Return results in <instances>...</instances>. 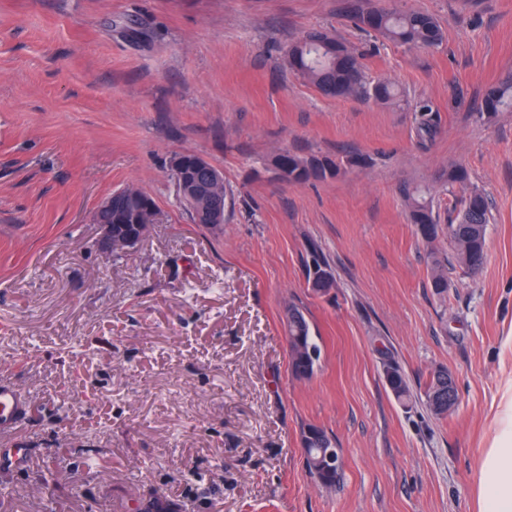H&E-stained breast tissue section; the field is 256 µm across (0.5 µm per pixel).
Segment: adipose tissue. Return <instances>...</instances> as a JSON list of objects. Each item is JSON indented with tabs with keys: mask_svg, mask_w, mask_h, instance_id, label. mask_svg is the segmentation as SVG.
<instances>
[{
	"mask_svg": "<svg viewBox=\"0 0 512 512\" xmlns=\"http://www.w3.org/2000/svg\"><path fill=\"white\" fill-rule=\"evenodd\" d=\"M476 512H512V378L500 388L496 430L480 459Z\"/></svg>",
	"mask_w": 512,
	"mask_h": 512,
	"instance_id": "1",
	"label": "adipose tissue"
}]
</instances>
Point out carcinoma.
<instances>
[{"label": "carcinoma", "instance_id": "cac0c4a2", "mask_svg": "<svg viewBox=\"0 0 512 512\" xmlns=\"http://www.w3.org/2000/svg\"><path fill=\"white\" fill-rule=\"evenodd\" d=\"M352 19L359 27L408 48L437 47L444 41V31L437 19L420 11L388 7L364 10L355 4ZM320 36L325 37L327 33L310 31L288 47L284 63L294 75L305 79L326 97H361L381 104L399 99L400 93L391 82L368 80L359 52L332 36H327L330 49L324 51L314 43V39ZM503 110L512 111V77L489 87L479 106L480 114L489 118ZM413 111L417 135L422 139L432 138L439 127V113L426 100L417 102ZM344 163L360 166L366 163V159L350 156L342 162L287 150L271 158L272 165H278L286 172V175L279 177L284 183L324 180L339 174ZM402 195L409 219L422 239L433 244L444 237L452 248L457 264L467 259L476 267H482L486 259V235L491 212L489 201L481 190L475 188L467 193L460 201L456 217L447 224L441 223L440 213L434 210L430 189L406 186ZM149 203L153 205L155 201L142 191L129 195L120 207L100 214V220L117 226L122 233H130L134 230L137 216ZM430 261L431 288L442 297L448 293V255L433 247ZM287 333V343H299L318 350L311 335V325L303 310L297 306L288 308ZM384 371L385 376L394 377L389 387L396 399L408 402L411 392L399 367L388 361L384 364ZM302 436L305 438L303 451L309 472L324 487L337 485L342 473L341 456H336L335 465L329 468L321 465V449L336 447L334 438L316 425L306 426Z\"/></svg>", "mask_w": 512, "mask_h": 512}]
</instances>
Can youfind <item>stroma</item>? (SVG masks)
<instances>
[{
	"label": "stroma",
	"mask_w": 512,
	"mask_h": 512,
	"mask_svg": "<svg viewBox=\"0 0 512 512\" xmlns=\"http://www.w3.org/2000/svg\"><path fill=\"white\" fill-rule=\"evenodd\" d=\"M395 5L434 15L444 42L375 39L347 0H0V381L31 405L0 434L28 452L0 474V512H474L512 375V112L478 113L512 73V0ZM312 30L366 50L403 104L293 75L283 50ZM420 100L440 115L426 142ZM282 149L366 162L287 184L268 164ZM185 152L234 191L222 230L176 204ZM457 165L468 183H449ZM408 183L443 211L473 186L491 204L485 265L450 269L444 297ZM132 185L160 219L114 258L90 217ZM311 242L336 278L325 297L307 284ZM292 305L320 348L307 380L289 367ZM440 366L458 389L444 417L425 397ZM310 424L342 454L334 487L305 465ZM384 371L386 378L389 380V387L396 399L403 403L408 402L411 397V392L399 367L391 361H388L384 364ZM390 376L394 377L393 383L390 382Z\"/></svg>",
	"instance_id": "35a3bbf8"
}]
</instances>
